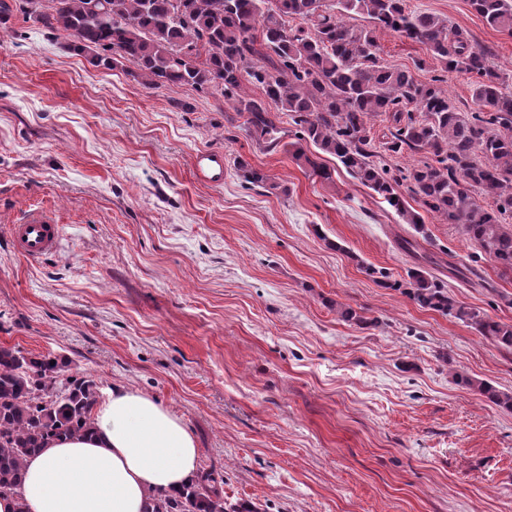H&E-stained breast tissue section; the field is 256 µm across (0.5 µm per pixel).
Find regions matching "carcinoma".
Masks as SVG:
<instances>
[{"label": "carcinoma", "instance_id": "carcinoma-1", "mask_svg": "<svg viewBox=\"0 0 512 512\" xmlns=\"http://www.w3.org/2000/svg\"><path fill=\"white\" fill-rule=\"evenodd\" d=\"M22 0L20 11L45 28L62 32L68 49L86 54L98 68L126 61L129 75L148 88L191 85L220 93L246 115L249 136L269 149L281 143L277 113L296 127L293 156L315 175L332 174L301 146L335 157L407 224L423 230L422 215L405 206L402 183L427 212L465 235L503 271H512V68L489 62L462 33L439 18L411 11L405 0ZM493 28L512 34V0H469ZM355 12L427 47L446 71L477 76L473 97L479 111L466 117L439 85L382 64L372 31L347 26ZM303 25L291 28L288 18ZM260 89L246 93L243 82ZM414 106L410 111L407 106ZM392 126L382 147L392 153L425 150L434 164L394 175L370 161L374 137L368 125L378 113ZM480 193L493 201L485 207ZM408 296L420 307L470 324L480 335L512 350V324L494 321L460 305L441 283L412 269ZM68 363L33 357L0 346V495L26 512L24 466L45 442L91 432L96 383L64 375ZM456 383L477 389L512 411V392L459 373ZM224 477L205 472L175 495L152 493L146 512H258L224 501Z\"/></svg>", "mask_w": 512, "mask_h": 512}]
</instances>
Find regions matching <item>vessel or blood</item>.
<instances>
[{
  "mask_svg": "<svg viewBox=\"0 0 512 512\" xmlns=\"http://www.w3.org/2000/svg\"><path fill=\"white\" fill-rule=\"evenodd\" d=\"M196 177L220 184L224 181V156L218 152H201L193 158ZM60 226L55 214L36 208L25 212L19 222L10 228L14 251L28 261H34L54 252L58 245Z\"/></svg>",
  "mask_w": 512,
  "mask_h": 512,
  "instance_id": "1",
  "label": "vessel or blood"
}]
</instances>
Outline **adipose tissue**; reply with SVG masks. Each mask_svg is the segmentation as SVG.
I'll use <instances>...</instances> for the list:
<instances>
[{"mask_svg": "<svg viewBox=\"0 0 512 512\" xmlns=\"http://www.w3.org/2000/svg\"><path fill=\"white\" fill-rule=\"evenodd\" d=\"M94 433L58 438L25 466L29 512H144L199 468L188 425L150 396L114 384L94 410Z\"/></svg>", "mask_w": 512, "mask_h": 512, "instance_id": "ef3b65f1", "label": "adipose tissue"}]
</instances>
